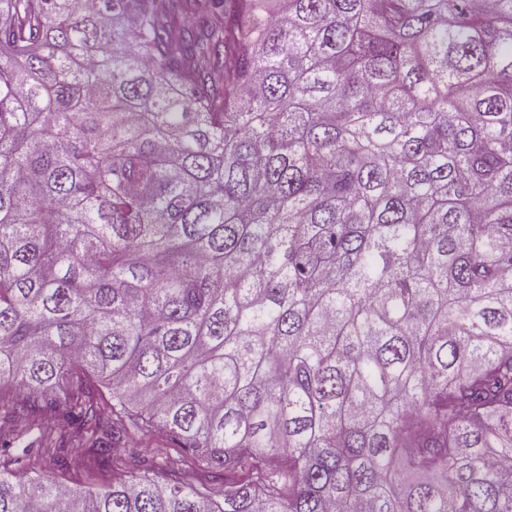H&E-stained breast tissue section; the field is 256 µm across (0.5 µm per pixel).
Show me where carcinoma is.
Here are the masks:
<instances>
[{
  "mask_svg": "<svg viewBox=\"0 0 512 512\" xmlns=\"http://www.w3.org/2000/svg\"><path fill=\"white\" fill-rule=\"evenodd\" d=\"M197 2L0 0V512H512V0ZM134 441L133 444H135L138 447L147 448L148 450L152 451H158L159 454H162L164 456H169L173 459H178L180 456L179 449L178 448H171L170 445L166 442L160 434L157 433V435L149 437V436H142L141 434H135L133 435ZM53 476L62 484L80 485L89 489L104 487L112 480V475L102 469L93 458H84L76 468L69 471H56Z\"/></svg>",
  "mask_w": 512,
  "mask_h": 512,
  "instance_id": "cac0c4a2",
  "label": "carcinoma"
}]
</instances>
